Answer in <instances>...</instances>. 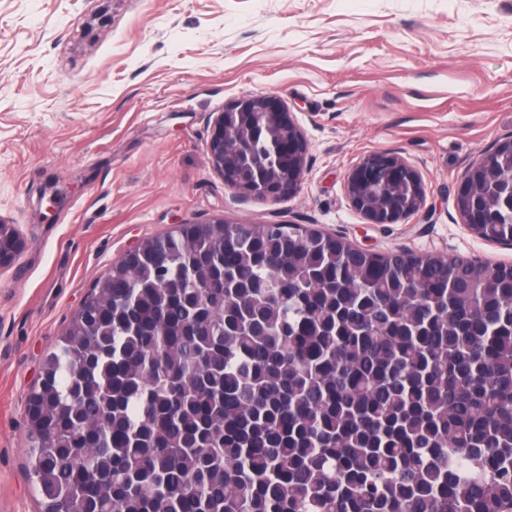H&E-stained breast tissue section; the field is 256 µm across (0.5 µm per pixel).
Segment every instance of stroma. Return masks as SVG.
<instances>
[{"label": "stroma", "mask_w": 512, "mask_h": 512, "mask_svg": "<svg viewBox=\"0 0 512 512\" xmlns=\"http://www.w3.org/2000/svg\"><path fill=\"white\" fill-rule=\"evenodd\" d=\"M280 97L309 151L276 203L228 188L209 140L226 105ZM512 136V0H0V512H39L26 398L86 295L182 223L305 224L379 253L512 264L467 232L466 169ZM388 152L426 188L370 224L345 181ZM16 243V231L13 225L0 224V253H7L14 249ZM23 248L22 240L17 239L15 250L6 256L0 255V267L12 262Z\"/></svg>", "instance_id": "35a3bbf8"}]
</instances>
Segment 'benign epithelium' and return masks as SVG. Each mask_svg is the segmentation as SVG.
I'll return each instance as SVG.
<instances>
[{
  "mask_svg": "<svg viewBox=\"0 0 512 512\" xmlns=\"http://www.w3.org/2000/svg\"><path fill=\"white\" fill-rule=\"evenodd\" d=\"M258 129L276 137L274 154L278 159L291 158L292 169L273 171L268 164L252 163L243 141ZM209 148L212 165L224 184L242 195L277 202L301 189L308 144L288 107L276 96L245 97L225 106L214 120ZM496 153L512 155V137L484 152L467 169L455 193V202L465 206L460 213L462 224L471 233L480 223L474 187ZM346 191L351 206L370 224L403 223L424 207L426 198L418 172L384 152L370 154L358 163L347 176Z\"/></svg>",
  "mask_w": 512,
  "mask_h": 512,
  "instance_id": "benign-epithelium-1",
  "label": "benign epithelium"
}]
</instances>
